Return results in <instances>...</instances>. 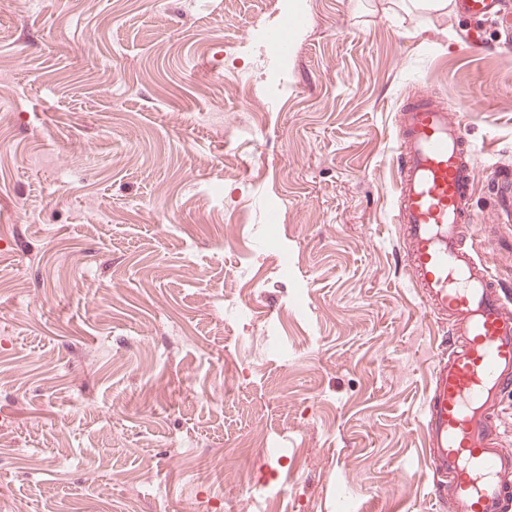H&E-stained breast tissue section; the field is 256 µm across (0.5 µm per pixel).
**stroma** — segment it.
Instances as JSON below:
<instances>
[{"mask_svg": "<svg viewBox=\"0 0 512 512\" xmlns=\"http://www.w3.org/2000/svg\"><path fill=\"white\" fill-rule=\"evenodd\" d=\"M0 91V512H241L256 476L278 512H446L420 406L448 327L400 265L395 119L422 96L464 114L473 219L512 241L498 23L6 0Z\"/></svg>", "mask_w": 512, "mask_h": 512, "instance_id": "1", "label": "stroma"}]
</instances>
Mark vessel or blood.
<instances>
[{
    "instance_id": "b4317fda",
    "label": "vessel or blood",
    "mask_w": 512,
    "mask_h": 512,
    "mask_svg": "<svg viewBox=\"0 0 512 512\" xmlns=\"http://www.w3.org/2000/svg\"><path fill=\"white\" fill-rule=\"evenodd\" d=\"M498 0H460L481 20ZM394 208L403 267L448 325L422 406L432 496L448 512H504L512 502V449L502 440V396L512 390V283L498 250L473 247L471 172L463 118L418 98L397 116Z\"/></svg>"
}]
</instances>
